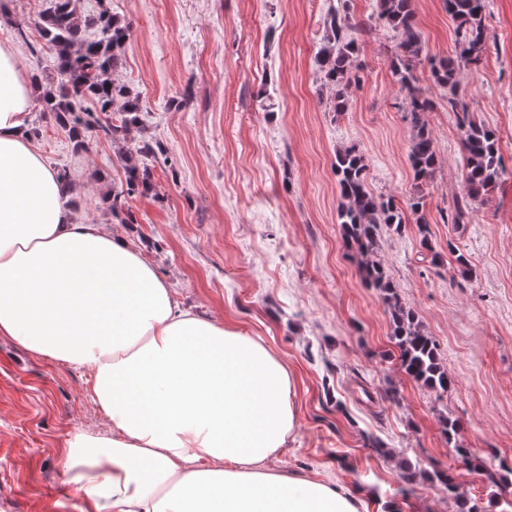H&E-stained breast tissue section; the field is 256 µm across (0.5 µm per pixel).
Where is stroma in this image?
Listing matches in <instances>:
<instances>
[{"instance_id": "35a3bbf8", "label": "stroma", "mask_w": 512, "mask_h": 512, "mask_svg": "<svg viewBox=\"0 0 512 512\" xmlns=\"http://www.w3.org/2000/svg\"><path fill=\"white\" fill-rule=\"evenodd\" d=\"M47 0H6L0 46L24 75L47 51L37 32L15 37ZM109 8L130 26L118 82L138 93L143 124L131 141L159 142L142 159L153 189L130 199L121 223L100 199L125 180L122 144L102 135L75 151L66 129L33 109L34 139L51 169L67 168L74 221L99 223L129 238L167 279L182 307L262 341L296 379L298 426L269 468L337 484L363 512H456L427 480L404 491L399 465L451 471L485 512L503 497L469 469L470 455L496 454L512 468V0H488L490 50L461 70L457 93L472 119L499 137L505 174L475 208L464 234L441 213L463 192V131L429 61L455 47L443 0H414L424 59L415 74L434 107L427 114L439 157L419 185L407 161L410 128L391 69L399 39L378 18L377 0H80L87 17ZM339 10L362 23L361 81L347 112L329 108L315 55L323 21ZM354 145L374 193L426 202L438 265L423 261L414 226L381 229L378 256L402 303L438 345L454 381L439 395L402 370L390 315L367 287L336 222L332 162ZM471 261L454 271L449 245ZM456 419L455 442L440 419ZM105 433L88 371L58 367L0 337V512H79L58 453L74 428ZM383 451H376V444Z\"/></svg>"}]
</instances>
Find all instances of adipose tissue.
<instances>
[{
    "instance_id": "1",
    "label": "adipose tissue",
    "mask_w": 512,
    "mask_h": 512,
    "mask_svg": "<svg viewBox=\"0 0 512 512\" xmlns=\"http://www.w3.org/2000/svg\"><path fill=\"white\" fill-rule=\"evenodd\" d=\"M34 98L0 47V336L90 373L110 429L59 456L81 512H360L333 483L270 470L296 382L264 344L183 310L132 244L78 224L28 133Z\"/></svg>"
}]
</instances>
